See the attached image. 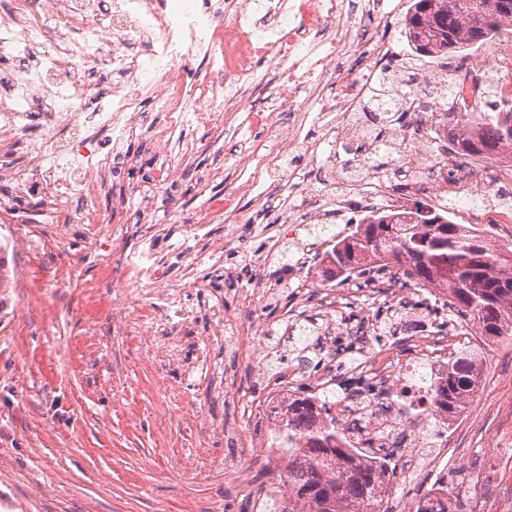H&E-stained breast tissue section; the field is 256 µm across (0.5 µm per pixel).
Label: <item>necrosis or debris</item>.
I'll return each instance as SVG.
<instances>
[{
  "label": "necrosis or debris",
  "mask_w": 512,
  "mask_h": 512,
  "mask_svg": "<svg viewBox=\"0 0 512 512\" xmlns=\"http://www.w3.org/2000/svg\"><path fill=\"white\" fill-rule=\"evenodd\" d=\"M353 27L342 0H194L190 6L185 0H12L10 11L0 14V65L11 73L0 93V147L24 144L27 165L0 172L14 187L13 196L0 199V225L24 223L15 200L35 192L45 205L37 226L25 232L24 244L46 242L48 224L103 223L98 193L110 183L112 159L142 136L156 154L155 179L168 200L167 213L181 222L174 158L198 153L190 136L194 127H220L225 114L242 112L269 66L285 81L266 112L250 115L249 121L254 126L275 122L279 128L263 142L231 128L233 166L239 175L253 178L270 162H280V185L295 201L307 248L319 250L335 239L352 195L383 202L398 214L418 197L451 215L466 212L471 224L488 235L497 225L512 224V210L491 202L496 189L512 186V134H500L498 162L490 169L456 151L448 132L480 99L482 87L451 80L447 65L436 66L430 75L447 87V101L433 103L411 93L402 99L406 123L398 133L399 153L351 156V142L366 140L356 117L389 52L388 41L373 34L352 41ZM354 49L361 54L360 68L341 72L340 57ZM465 65L498 73L500 96L512 102V22L501 23L480 56ZM103 69L118 81L101 93L89 77ZM34 101L44 104L48 125L39 139L28 136ZM311 112L325 128L327 151L299 145L302 123ZM299 147L307 157L303 167L288 162ZM325 171L332 179L319 197L311 192V175ZM76 199L81 202L77 208L72 205ZM276 201L265 192L251 211L238 210L230 195L209 204L203 220L186 226L183 256L196 265L217 264L223 242H214L202 255L193 250L196 236L225 217L255 223L258 213L274 209ZM166 262L148 240L126 259L128 288L148 283L146 296L157 313L177 298ZM213 324L214 335L223 337L231 353H255L262 332L256 321L219 315ZM447 335L479 340L471 320L451 321L444 334L434 330L404 337L407 357L394 383L388 376L394 350L364 351L359 336L351 339L364 352L354 377L338 378L330 363L309 379L293 373L269 381L263 398L245 408L264 431L260 455L278 472L276 482L264 488L262 503L288 497V409L302 390L322 404L357 400L342 435L360 457L386 469L413 462L420 429L436 417L435 389L448 366ZM397 443L401 453L390 454Z\"/></svg>",
  "instance_id": "necrosis-or-debris-1"
}]
</instances>
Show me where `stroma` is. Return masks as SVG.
Here are the masks:
<instances>
[{
    "label": "stroma",
    "instance_id": "1",
    "mask_svg": "<svg viewBox=\"0 0 512 512\" xmlns=\"http://www.w3.org/2000/svg\"><path fill=\"white\" fill-rule=\"evenodd\" d=\"M369 0H345L346 13L360 20V30L388 33L400 65L410 44L397 16L408 0H383L377 12ZM204 149L193 162L179 165L176 186L185 212L202 209L207 198L236 194L241 208L251 207L253 191L244 185L228 160L232 139L221 129H201ZM225 160L224 179L200 187L198 171ZM155 156L149 141L130 142L113 163L112 183L99 204L108 216L99 235L83 224L58 231L55 248H7L21 287L0 290V512H250V499L240 484L225 478V463L237 449L224 441V422L242 416L246 401L263 391L264 375L320 367L325 354L321 331L331 317L350 330L372 318L375 346L391 345L410 333L411 316L402 297L412 292L404 281L392 291L373 294L354 280L336 287L338 302L328 306L312 291H299L295 272L273 257L264 265L254 257L264 248L260 227L282 224L280 213L259 216L256 223L233 220L212 223L208 236L197 238L196 252L210 249L212 239L232 237L223 255L225 268L243 286L262 281L272 291L259 298L253 314L264 329L257 362L228 360L210 333V316L186 283L193 271L171 265L169 280L181 293L167 322L170 332H157L154 314L136 308L124 334L112 332V297L124 277L121 257L135 252L151 237L159 253L168 254L179 235L165 209L133 223L121 201L131 191H151ZM294 325L309 324L310 340L287 335L284 316ZM482 387L466 412L455 421V434L444 440L429 426L423 440L429 450L448 444V467L442 479L452 481L462 501L491 494L512 498V471L494 473L485 486L474 475L512 455V339L485 340ZM238 365L239 393H224V372ZM430 474L421 468L396 473L388 497L389 512L420 499L430 489Z\"/></svg>",
    "mask_w": 512,
    "mask_h": 512
}]
</instances>
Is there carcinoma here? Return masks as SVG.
Here are the masks:
<instances>
[{
    "label": "carcinoma",
    "instance_id": "1",
    "mask_svg": "<svg viewBox=\"0 0 512 512\" xmlns=\"http://www.w3.org/2000/svg\"><path fill=\"white\" fill-rule=\"evenodd\" d=\"M503 21H512V0H416L405 15V35L414 55L402 66L399 82L386 81L375 95L386 96L401 84L411 92L431 98L445 97L438 85L419 82L420 59L444 58L480 43ZM483 97L476 102L468 121L486 112L502 116L500 126L512 131V106L498 95L499 80L483 77ZM462 150L483 153L484 129L459 139ZM426 207L416 204L410 220L391 214L368 216V223L338 241L323 254L330 271L349 280L352 269L373 279L390 270L389 261L403 267L402 277L421 288L437 284L448 289L442 309L478 322L481 335L500 338L512 335V251L495 250L487 239L466 224H451L438 215L424 216ZM475 349L462 350L448 362V377L436 390L437 409L453 419L471 404L478 387ZM316 404L306 397L291 405L288 441L293 460L288 462V507L282 512H383L390 492L391 475L351 455L342 446L336 423L319 425ZM465 505L454 488L439 484L417 512H462Z\"/></svg>",
    "mask_w": 512,
    "mask_h": 512
}]
</instances>
